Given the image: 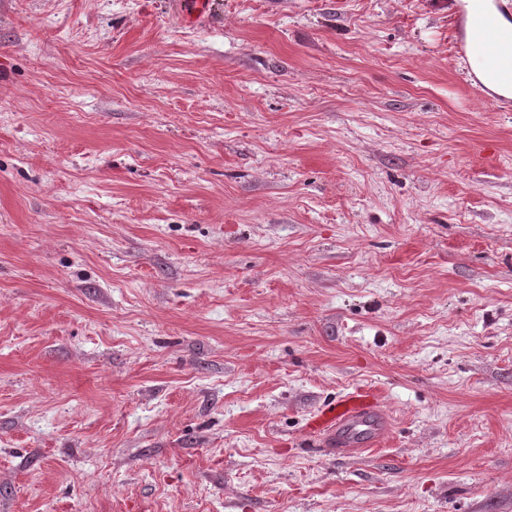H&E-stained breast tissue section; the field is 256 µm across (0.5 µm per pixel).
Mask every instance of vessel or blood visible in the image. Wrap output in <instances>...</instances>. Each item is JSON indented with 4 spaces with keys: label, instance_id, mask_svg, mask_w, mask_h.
<instances>
[{
    "label": "vessel or blood",
    "instance_id": "b4317fda",
    "mask_svg": "<svg viewBox=\"0 0 512 512\" xmlns=\"http://www.w3.org/2000/svg\"><path fill=\"white\" fill-rule=\"evenodd\" d=\"M455 55L478 85L512 76V32L487 27L479 39L455 40ZM388 427L378 394L358 386L322 407L307 423L309 432L322 437L336 454L349 455L374 446Z\"/></svg>",
    "mask_w": 512,
    "mask_h": 512
}]
</instances>
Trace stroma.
<instances>
[{
  "label": "stroma",
  "instance_id": "1",
  "mask_svg": "<svg viewBox=\"0 0 512 512\" xmlns=\"http://www.w3.org/2000/svg\"><path fill=\"white\" fill-rule=\"evenodd\" d=\"M462 0H0V512H512V112ZM389 426L306 423L351 386ZM456 58L463 60L470 80L485 87L512 77V32L487 27L477 40H461L454 31ZM388 428L378 394L367 386L354 387L322 407L307 423L336 455H349L374 446Z\"/></svg>",
  "mask_w": 512,
  "mask_h": 512
}]
</instances>
